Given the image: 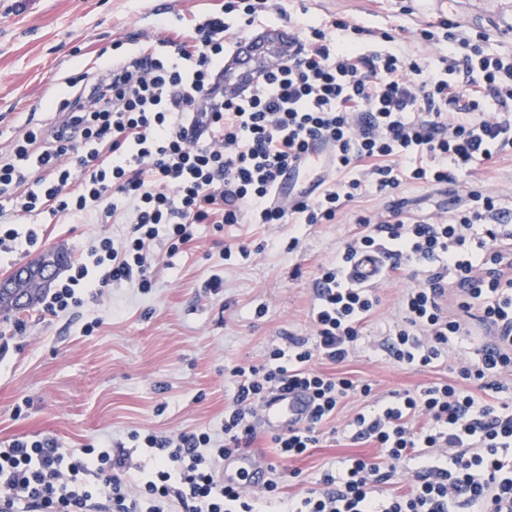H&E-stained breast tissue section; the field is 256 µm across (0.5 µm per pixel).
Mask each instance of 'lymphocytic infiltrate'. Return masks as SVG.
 Here are the masks:
<instances>
[{
	"instance_id": "1",
	"label": "lymphocytic infiltrate",
	"mask_w": 512,
	"mask_h": 512,
	"mask_svg": "<svg viewBox=\"0 0 512 512\" xmlns=\"http://www.w3.org/2000/svg\"><path fill=\"white\" fill-rule=\"evenodd\" d=\"M269 11L267 0H224L177 37L161 36L107 57L103 66L65 77L67 118L51 135L31 128L0 154V252L38 242L15 217L47 213L98 224L129 221L119 237L93 240L58 282L45 306L57 313L84 295L126 284L152 287L151 245L177 254L200 224H280L287 213L327 224L363 190L383 194L403 179L454 183L512 148V53L493 52L484 34L461 36L452 21L420 28L443 40L440 68L387 51L361 52L364 28L308 18L296 23L287 59L238 94L225 96L224 48ZM496 109L486 112V98ZM334 147L336 181L286 210L274 189L309 140ZM493 197L469 192L445 224L389 220L347 239L335 262L319 267L314 334H286L262 365L231 371L234 403L224 411V440L194 431L159 436L133 431L152 469H132L102 440L80 448L58 439L18 437L0 445V501L10 512H512V229ZM381 252L391 271L430 264L397 302L398 323L381 345L408 368H435L475 321L486 340L455 381L372 398V386L317 362L341 364L358 346L380 304L347 273ZM459 290V315L443 305ZM307 392L312 410L300 428L272 436L277 458L251 488L225 484L224 460L249 447L264 400L277 390ZM368 398L344 429L354 443L380 448L324 472L319 488L282 498L301 474L289 460L317 447L323 426L351 396Z\"/></svg>"
}]
</instances>
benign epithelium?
<instances>
[{
  "instance_id": "1",
  "label": "benign epithelium",
  "mask_w": 512,
  "mask_h": 512,
  "mask_svg": "<svg viewBox=\"0 0 512 512\" xmlns=\"http://www.w3.org/2000/svg\"><path fill=\"white\" fill-rule=\"evenodd\" d=\"M288 55V42L276 32L258 37L224 67V92H239L246 83L257 79L262 67L274 66ZM53 258L47 254L35 264L22 266L0 278V305L23 303L20 292L30 293L52 275Z\"/></svg>"
}]
</instances>
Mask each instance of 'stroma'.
<instances>
[{
	"mask_svg": "<svg viewBox=\"0 0 512 512\" xmlns=\"http://www.w3.org/2000/svg\"><path fill=\"white\" fill-rule=\"evenodd\" d=\"M220 2L26 0L21 9L15 0H0V151L26 128L47 131L58 122L45 102L64 98L65 77L96 65L101 49L133 36L150 42L157 20L186 27ZM303 9L321 25L341 19L365 27L364 49L391 48L434 65L448 49L423 41L419 30L445 19L460 32L487 34L491 49L512 52V0H272L270 12L249 33L290 31L291 18ZM384 31L394 42L381 39ZM472 190L495 197L512 216V149L454 185L406 180L388 195L366 191L329 224H304L293 214L283 224H228L218 232L199 225L195 243L177 255L154 246L153 288L147 293L115 285L65 312L51 313L40 304L0 315V442L51 435L63 447L80 448L108 437L129 463L147 468L149 453L130 447L131 431L202 429L223 438L224 408L234 396L230 370L260 364L285 333L311 334L316 270L335 260L344 239L362 231L363 220L396 214L439 224ZM38 222L35 247L0 252V277L51 249L79 260L95 237L112 232L108 224H61L47 214ZM295 236L300 243L293 249ZM215 275L224 279L218 293L206 286ZM413 284L405 275L380 281V304L362 328L357 353L344 364H324V371L346 372L386 397L452 375L460 359L473 357L482 341L478 335L461 337L435 369L399 367L382 351L397 301ZM363 405L362 399L348 400L324 425L318 448L297 461L302 475L288 482L285 494L306 492L324 471L362 454L343 430Z\"/></svg>",
	"mask_w": 512,
	"mask_h": 512,
	"instance_id": "stroma-1",
	"label": "stroma"
}]
</instances>
